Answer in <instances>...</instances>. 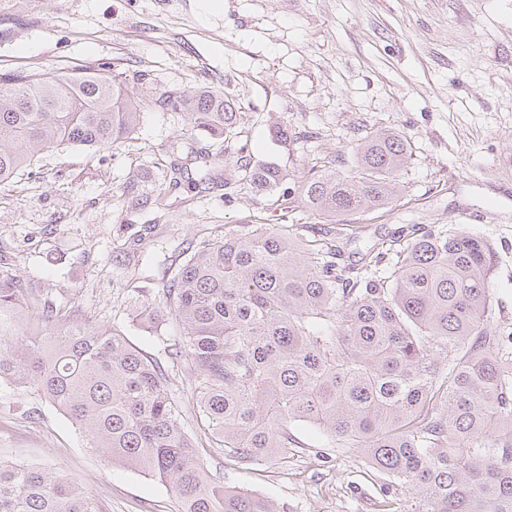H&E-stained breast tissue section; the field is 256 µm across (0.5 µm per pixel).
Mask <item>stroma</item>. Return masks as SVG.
<instances>
[{"label":"stroma","instance_id":"1","mask_svg":"<svg viewBox=\"0 0 512 512\" xmlns=\"http://www.w3.org/2000/svg\"><path fill=\"white\" fill-rule=\"evenodd\" d=\"M86 68L123 73L146 101L138 128L122 143L50 150L0 187V269L76 320L119 326L161 361L186 431L225 484L281 512H384L404 499L394 478L306 427L283 461L226 458L197 424L189 375L155 340L179 335L178 322L134 319L133 291L159 287L164 270L228 228L333 238L352 267L435 226L488 243L487 326L512 327V0H36L0 25V71ZM203 86L236 101L253 160L287 175L276 189L243 188L215 140L147 102L156 89ZM378 128L410 146L400 195L376 211L308 213L302 183L319 167L349 169L354 144ZM0 459L68 475L105 512H181L168 485L111 465L34 389L4 382Z\"/></svg>","mask_w":512,"mask_h":512}]
</instances>
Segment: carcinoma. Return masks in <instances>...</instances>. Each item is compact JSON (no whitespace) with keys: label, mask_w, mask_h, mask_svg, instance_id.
I'll return each mask as SVG.
<instances>
[{"label":"carcinoma","mask_w":512,"mask_h":512,"mask_svg":"<svg viewBox=\"0 0 512 512\" xmlns=\"http://www.w3.org/2000/svg\"><path fill=\"white\" fill-rule=\"evenodd\" d=\"M28 3L0 0V22ZM143 104L118 75L0 72V185L50 148L129 139ZM151 104L237 155L252 191L285 179L246 155L224 93L157 92ZM409 158L400 134L374 130L355 146L353 172L305 181L304 204L333 217L382 208ZM340 255L275 224L227 230L161 288L139 289L137 316L182 325L168 353L194 382L212 443L237 463L286 458L291 427L306 423L399 481L405 512H512V330L486 326L490 247L437 229L366 255L356 272ZM1 334L0 380L38 391L110 463L168 485L182 512H280L206 473L165 368L122 330L74 321L1 271ZM0 512L102 509L56 472L0 461Z\"/></svg>","instance_id":"cac0c4a2"}]
</instances>
